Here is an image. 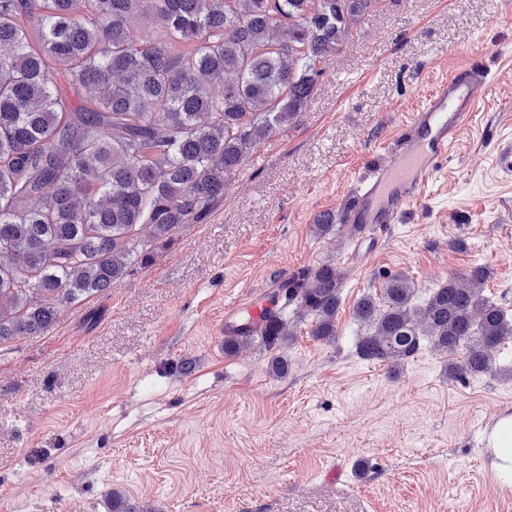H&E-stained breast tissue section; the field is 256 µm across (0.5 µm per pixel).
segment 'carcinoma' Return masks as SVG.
Wrapping results in <instances>:
<instances>
[{"label": "carcinoma", "mask_w": 512, "mask_h": 512, "mask_svg": "<svg viewBox=\"0 0 512 512\" xmlns=\"http://www.w3.org/2000/svg\"><path fill=\"white\" fill-rule=\"evenodd\" d=\"M373 0H0V344L39 336L77 301L153 265L221 198L245 161L295 122L323 65ZM215 85L223 87L216 96ZM336 232V213L316 218ZM481 264L424 303L402 275L352 308L366 360L393 366L423 342L448 379L495 369L512 316L484 295ZM342 272L284 280L280 316L224 352L271 353L312 322L336 342Z\"/></svg>", "instance_id": "1"}]
</instances>
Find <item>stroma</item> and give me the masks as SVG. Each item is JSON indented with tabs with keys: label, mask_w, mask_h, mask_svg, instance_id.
<instances>
[{
	"label": "stroma",
	"mask_w": 512,
	"mask_h": 512,
	"mask_svg": "<svg viewBox=\"0 0 512 512\" xmlns=\"http://www.w3.org/2000/svg\"><path fill=\"white\" fill-rule=\"evenodd\" d=\"M500 0H378L305 112L249 157L151 266L0 345V512H512L486 425L512 412V338L493 376L448 377L422 347L357 353L364 294L404 274L422 303L470 266L512 313V15ZM481 65L492 93L380 249L318 235L438 78ZM464 241L465 249L454 246ZM324 263L344 274L337 337L310 322L269 357L224 351L226 304ZM192 362L182 375L180 362Z\"/></svg>",
	"instance_id": "stroma-1"
}]
</instances>
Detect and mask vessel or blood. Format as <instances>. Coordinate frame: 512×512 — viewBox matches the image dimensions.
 Returning <instances> with one entry per match:
<instances>
[{"label": "vessel or blood", "mask_w": 512, "mask_h": 512, "mask_svg": "<svg viewBox=\"0 0 512 512\" xmlns=\"http://www.w3.org/2000/svg\"><path fill=\"white\" fill-rule=\"evenodd\" d=\"M491 88L489 71L463 68L438 81L409 113L384 157L369 167L336 211L352 245L351 263L378 250L390 226L422 200L429 181L449 159L458 131L471 123ZM279 284L272 279L264 290L225 305V335H247L277 316Z\"/></svg>", "instance_id": "1"}]
</instances>
